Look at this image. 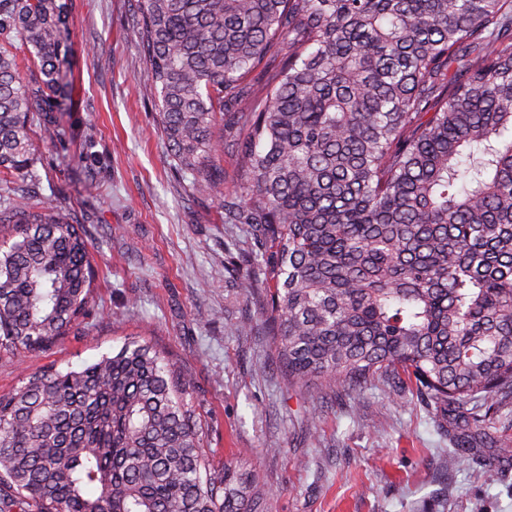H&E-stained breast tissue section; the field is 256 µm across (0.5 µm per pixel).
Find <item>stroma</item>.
Masks as SVG:
<instances>
[{"label":"stroma","mask_w":512,"mask_h":512,"mask_svg":"<svg viewBox=\"0 0 512 512\" xmlns=\"http://www.w3.org/2000/svg\"><path fill=\"white\" fill-rule=\"evenodd\" d=\"M135 0H69L63 134L35 143L30 190L72 203L92 244V308L45 351L0 361V394L48 366L78 368L132 340L193 379L204 445L264 480L269 512H512V403L480 427L450 428L404 404L391 381L300 393L266 337L242 333L257 307L229 274L244 225L177 171L158 125L134 27ZM318 408L310 427L307 412ZM468 449L448 457V435ZM495 467V482L484 471Z\"/></svg>","instance_id":"stroma-1"}]
</instances>
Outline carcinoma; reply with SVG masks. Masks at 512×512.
Masks as SVG:
<instances>
[{"label":"carcinoma","instance_id":"obj_1","mask_svg":"<svg viewBox=\"0 0 512 512\" xmlns=\"http://www.w3.org/2000/svg\"><path fill=\"white\" fill-rule=\"evenodd\" d=\"M67 14L0 0L1 358L92 302L83 226L18 185L60 125ZM136 27L177 167L250 230L242 328L288 388L381 375L488 421L512 397V0H137ZM191 386L149 341L27 374L0 395V512H267L258 476L210 461Z\"/></svg>","mask_w":512,"mask_h":512}]
</instances>
